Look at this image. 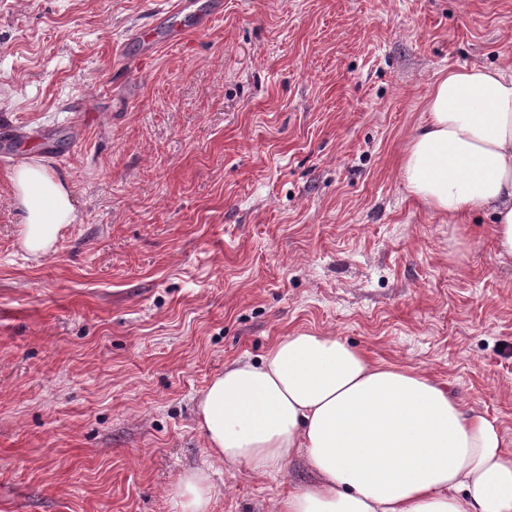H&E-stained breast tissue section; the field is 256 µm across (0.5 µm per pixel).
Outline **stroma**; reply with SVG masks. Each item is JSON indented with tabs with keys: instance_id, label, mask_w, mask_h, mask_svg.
<instances>
[{
	"instance_id": "35a3bbf8",
	"label": "stroma",
	"mask_w": 512,
	"mask_h": 512,
	"mask_svg": "<svg viewBox=\"0 0 512 512\" xmlns=\"http://www.w3.org/2000/svg\"><path fill=\"white\" fill-rule=\"evenodd\" d=\"M0 0V512H178L195 398L303 330L420 368L512 443V259L408 193L443 72L512 66V0ZM81 221L29 259L28 156ZM227 468L212 512L312 482Z\"/></svg>"
}]
</instances>
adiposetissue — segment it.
Returning <instances> with one entry per match:
<instances>
[{"instance_id":"adipose-tissue-1","label":"adipose tissue","mask_w":512,"mask_h":512,"mask_svg":"<svg viewBox=\"0 0 512 512\" xmlns=\"http://www.w3.org/2000/svg\"><path fill=\"white\" fill-rule=\"evenodd\" d=\"M400 178L445 222L490 216L500 255L512 257V75H441ZM10 181L21 248L49 255L79 219L69 182L37 156ZM196 416L212 462L179 477L180 512H211V469L268 474L297 455L314 480L274 512H512V452L495 421L423 370L372 361L328 333L298 332L260 362L226 364Z\"/></svg>"}]
</instances>
